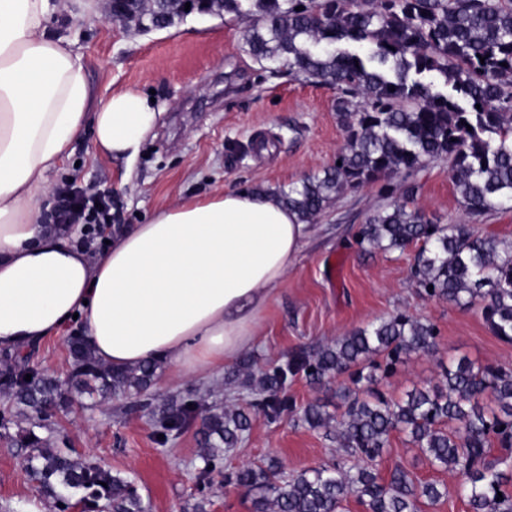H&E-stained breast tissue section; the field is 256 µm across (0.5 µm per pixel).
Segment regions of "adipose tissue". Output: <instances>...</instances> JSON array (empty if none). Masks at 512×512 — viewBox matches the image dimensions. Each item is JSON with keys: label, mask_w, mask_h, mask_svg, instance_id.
<instances>
[{"label": "adipose tissue", "mask_w": 512, "mask_h": 512, "mask_svg": "<svg viewBox=\"0 0 512 512\" xmlns=\"http://www.w3.org/2000/svg\"><path fill=\"white\" fill-rule=\"evenodd\" d=\"M54 0H0V350L79 320L96 357L221 374L255 340L310 227L273 196L218 190L158 211L108 249L42 223L47 177L94 129L96 154L135 157L158 119L132 89L93 102Z\"/></svg>", "instance_id": "1"}]
</instances>
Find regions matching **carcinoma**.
Masks as SVG:
<instances>
[{"mask_svg": "<svg viewBox=\"0 0 512 512\" xmlns=\"http://www.w3.org/2000/svg\"><path fill=\"white\" fill-rule=\"evenodd\" d=\"M185 4L135 0L132 26L170 27L189 15ZM206 10L248 20L246 51L269 73L336 90L345 135L340 164L279 190V201L310 224L342 192L381 184L387 204L360 225L358 246L390 252L419 245L411 277L420 295L477 311L493 336L512 344V245L465 222L436 224L407 203L413 176L443 161L466 216L512 208V0H211ZM438 336L434 323L398 312L315 352H294L264 373L247 409L206 410L189 398L131 410L147 412L166 439L201 418L198 479L206 482L241 443L251 414L273 421L294 408L285 397L288 383L302 377L321 387L334 380L341 412L309 403L298 419L311 429L335 424L326 436L339 445L336 455L290 475L274 458L224 473L225 484L246 489L253 512H343L351 497L364 512H421L438 504L447 485L422 482L402 464L382 475L394 433L407 436L431 468L455 477L470 512H512L511 366L463 356L441 366L434 385L399 398L380 389L404 358L432 352ZM68 344L72 366L63 379L26 356L0 352V389L31 424L15 440L25 449L27 474L62 504L58 512H69L76 496L86 512H147L131 479L51 447L35 429L48 427L75 396L98 406L146 391L158 364L112 369L80 331Z\"/></svg>", "mask_w": 512, "mask_h": 512, "instance_id": "1", "label": "carcinoma"}]
</instances>
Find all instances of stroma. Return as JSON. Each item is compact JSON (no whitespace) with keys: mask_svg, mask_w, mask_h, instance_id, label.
<instances>
[{"mask_svg":"<svg viewBox=\"0 0 512 512\" xmlns=\"http://www.w3.org/2000/svg\"><path fill=\"white\" fill-rule=\"evenodd\" d=\"M110 0H61L50 33L67 36L88 74L94 100L134 89L153 94L157 125L143 138L133 162L95 155L91 136L73 145L63 170L48 182H66L109 197L111 234L148 223L153 214L187 197L217 189L273 192L332 165L344 143L335 90L304 79L273 78L245 50L243 21L191 15L176 26L144 34L108 21ZM415 206L439 224L465 215L445 163L433 162L414 178ZM382 198L375 184L348 190L320 214L293 260L275 299L264 310L257 337L244 355L260 374L299 348H315L354 328L404 311L434 323L440 337L430 355H411L384 383L399 397L437 378V364L465 356L477 363L512 366V345L492 336L479 313L421 297L410 269L417 251H365L355 242L360 224ZM70 329L38 344L34 367L65 374L72 363ZM195 396L208 405H245L249 390L228 387L225 377L179 375L160 367L144 394H130L93 409L81 405L58 414L48 437L54 447L93 459L132 479L148 512H251L246 490L213 485L199 493L195 476L203 448L201 425L160 442L146 416L131 411L139 398L159 405ZM23 415L0 427V512H57L32 483L12 442L28 428ZM335 441L282 415L257 416L224 466L237 469L277 458L295 473L328 460ZM402 463L422 481L454 486L432 469L402 434L390 439L382 464Z\"/></svg>","mask_w":512,"mask_h":512,"instance_id":"obj_1","label":"stroma"}]
</instances>
